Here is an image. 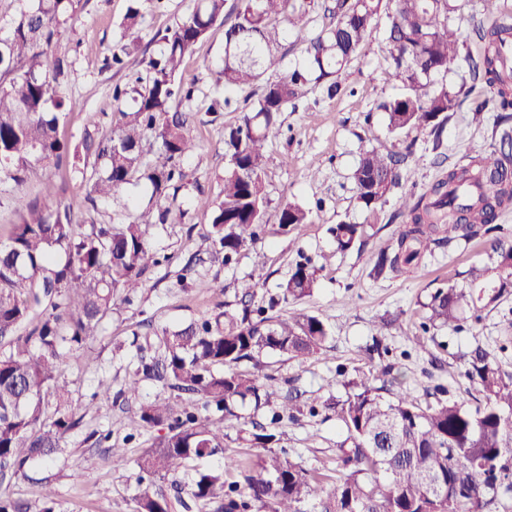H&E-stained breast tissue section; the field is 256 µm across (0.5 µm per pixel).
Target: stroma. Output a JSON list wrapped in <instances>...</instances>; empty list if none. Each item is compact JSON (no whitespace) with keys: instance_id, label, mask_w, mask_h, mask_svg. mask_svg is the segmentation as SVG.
<instances>
[{"instance_id":"35a3bbf8","label":"stroma","mask_w":512,"mask_h":512,"mask_svg":"<svg viewBox=\"0 0 512 512\" xmlns=\"http://www.w3.org/2000/svg\"><path fill=\"white\" fill-rule=\"evenodd\" d=\"M194 4L195 0H81L51 50L52 55H66L70 63L63 96L80 103L78 109L63 112L60 118L61 135L70 146L80 147L86 138L110 134L112 115L119 107L112 97L114 87H136L137 77L147 74L149 57L164 48L161 33L174 27ZM133 6L139 8L142 18L129 30L124 21ZM483 21L480 0H458L449 23L461 33L463 47L456 71L447 76L448 83L468 75L469 59L481 49L474 30ZM387 22L386 15H379L360 54L343 73L344 96L329 100L309 92L298 100L296 108L280 114L282 134L269 144L265 165L270 198L267 232L228 262L212 254L207 238L209 209L223 198L224 135L255 97L247 89L235 94L230 106L215 104L223 95L217 73L224 62V25H215L186 57L183 74L195 83L188 108L194 114L193 135L199 148L180 161L185 178L171 203L179 211L175 222L153 224L147 229L153 249L168 255L169 261L147 273L145 286L132 304L113 310L81 359L65 364L72 409L82 423L71 433L64 453L53 466L32 463L22 474L0 482V495L20 502L28 512H40L41 482L47 479L57 492L61 512H134L135 500L144 489L170 491V480L162 478L144 486L135 465L142 449L162 435V428L148 429L132 439L127 436V422L140 403L171 395L153 380L142 381L137 396L121 395L137 346L161 329L240 311L237 284L258 270L267 276L253 300L254 305H261L277 293L279 284L302 257L320 266L318 286L312 296L285 305L283 311L326 320L332 328L327 348L303 360L278 352L265 353L261 360L266 372L280 380L283 390L299 394L307 408L331 395L344 398L342 372L358 369L377 373L388 364L403 390L421 404L445 396L475 405L472 383L462 376L449 377L447 366L478 345L495 352L502 370L512 374V294L483 310L480 321H467L464 331L422 328L428 316L425 305L437 288L465 286V273L471 266L489 264L482 238L435 250L419 266L398 277L372 279V256L391 244L402 222L392 200L383 206L363 251L335 250L331 227L364 220L351 179L360 146L392 142L397 150L407 151L399 191L416 198L426 194L448 169L489 154L499 138L493 113L475 115L466 102L450 114L440 146H433L430 136L416 132L392 140L378 105L401 93L403 85L390 65ZM119 42L130 50L129 66L122 70L106 63L113 45ZM49 179L65 184L63 204L85 221L111 222L133 208L145 207L151 195L148 184L133 183L114 198L98 200L92 206L85 200L89 187L78 169L43 168L22 186L0 184V241L6 240L15 220L11 196L19 192L38 197L43 182ZM289 201L312 209L313 219L283 232L278 214L281 205ZM202 279L217 281L223 285V293L201 291L196 283ZM386 315L395 317V324L377 332L375 321ZM415 334L423 335V348H412L409 338ZM376 340L388 347L387 355L379 358L368 354V347ZM102 379L111 380L110 395H97ZM95 430L111 431L113 440L125 441L126 463L113 466L106 447L96 445L92 438ZM276 432L278 447L287 456L307 469L333 477L337 448L344 439L336 418L312 416L306 409L295 419L279 422Z\"/></svg>"}]
</instances>
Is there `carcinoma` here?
<instances>
[{"instance_id":"obj_1","label":"carcinoma","mask_w":512,"mask_h":512,"mask_svg":"<svg viewBox=\"0 0 512 512\" xmlns=\"http://www.w3.org/2000/svg\"><path fill=\"white\" fill-rule=\"evenodd\" d=\"M455 0H392L385 31L394 76L408 91L380 103L388 132L407 136L425 132L438 148L449 113L468 95L464 85H450L462 35L449 25ZM495 19L477 36L483 51L471 60L473 79L490 97L473 112L496 113L503 127L499 147L473 158L431 186L418 200L403 195L397 215L404 218L392 243L374 255L370 277L387 279L415 266L435 248L455 240L486 237L491 265L467 271V285L439 288L428 304L433 327L460 331L464 314L479 312L512 288V239L497 224L512 205V62L500 48L512 43V15L499 0H480ZM382 0H332L329 23L308 37L309 0H239L233 19L224 15L225 0H196L191 12L163 36L165 48L148 62L149 80L135 90L134 106L117 112L112 133L84 142L93 157L86 180L90 202L118 194L126 185L146 180L151 199L131 219L110 224H81L69 205L61 204V184L44 183L41 196L14 197L16 222L8 242L0 244V475L17 474L30 461L53 463L71 432L81 423L71 407L63 363L96 336L118 303H130L143 287L149 268L160 264L146 238V225L173 217L170 191L184 174L177 159L197 148L191 134L192 113L173 109L191 101L194 83L182 73L210 29L227 23L224 66L219 71L224 94L257 82L276 64L273 49L287 36L306 40V64L264 84L255 104L240 113L224 137V198L213 209L208 239L224 260L255 242L265 231L269 196L264 179L265 145L281 135L279 114L295 105L310 86L329 98L341 95L342 72L357 56ZM78 0H37L22 4L11 34L0 39V181L21 186L37 168H61L77 158L59 134L61 114L77 107L60 96L69 62L49 58L55 35L76 13ZM152 130L159 147L144 161V132ZM400 160L392 150L363 146L353 171L361 224L331 229L339 252L361 249L378 223L388 194L401 184ZM312 210L285 203L278 225L309 224ZM319 268L298 263L279 284L268 305L224 312V322H190L156 334L154 355L138 357L125 392H138L143 379H155L180 394L200 395L204 409L221 413L214 420L169 401L139 406L128 427H166V433L136 459L140 478L175 477L187 463L224 452V423L240 419L238 406L272 405L281 388L259 375L260 355L276 351L306 359L322 353L331 336L317 316L284 318L272 314L290 301L313 294ZM249 362L252 369L241 370ZM463 375L481 395L468 407L452 399L421 406L374 374L344 381V400L330 397L323 407L336 414L345 431L331 482L273 449L275 425L296 418L285 396L269 422L250 421L239 439L260 452L238 463L242 483H228L224 471L198 472L187 485L191 498L211 512H499L512 496V375L496 357L476 346ZM162 493L144 492L135 512H173Z\"/></svg>"}]
</instances>
